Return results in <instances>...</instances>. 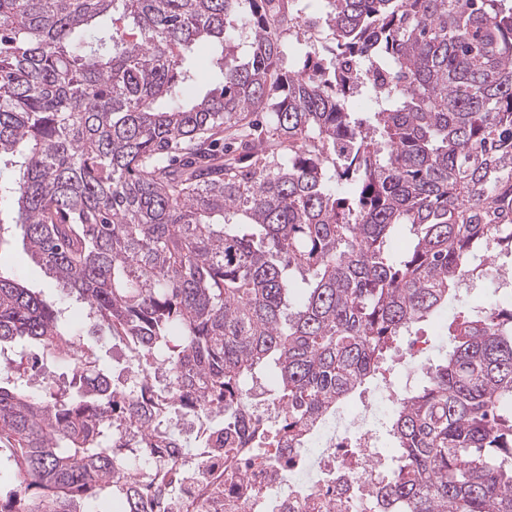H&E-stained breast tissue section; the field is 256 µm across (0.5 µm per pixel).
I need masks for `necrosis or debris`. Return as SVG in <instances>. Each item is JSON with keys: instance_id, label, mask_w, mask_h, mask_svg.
Segmentation results:
<instances>
[{"instance_id": "necrosis-or-debris-1", "label": "necrosis or debris", "mask_w": 512, "mask_h": 512, "mask_svg": "<svg viewBox=\"0 0 512 512\" xmlns=\"http://www.w3.org/2000/svg\"><path fill=\"white\" fill-rule=\"evenodd\" d=\"M396 393L378 389L357 412L338 411L301 441L256 440L218 447V429L195 410L175 409L193 450L155 448L139 485L164 476L169 512H373V491L393 474L396 458L378 448L376 428Z\"/></svg>"}]
</instances>
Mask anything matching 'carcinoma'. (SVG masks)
<instances>
[{
  "label": "carcinoma",
  "mask_w": 512,
  "mask_h": 512,
  "mask_svg": "<svg viewBox=\"0 0 512 512\" xmlns=\"http://www.w3.org/2000/svg\"><path fill=\"white\" fill-rule=\"evenodd\" d=\"M329 61L293 69L307 0H0V181L32 259L87 325L0 269V346L81 391L0 385V512H108L126 424L138 471L182 448L167 404L233 411L265 377L293 437L332 416L410 328L512 250V0H321ZM208 41L220 87L190 92ZM372 101L364 118L356 94ZM413 231L402 253L392 234ZM122 342L138 394L81 341ZM451 350L388 421L377 512H512V304L448 324ZM129 512H145L126 486Z\"/></svg>",
  "instance_id": "1"
}]
</instances>
